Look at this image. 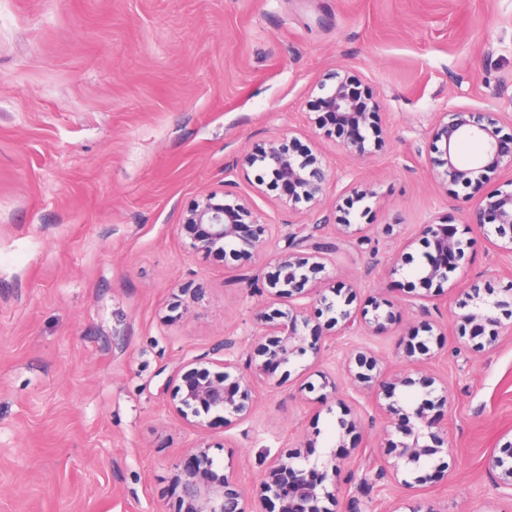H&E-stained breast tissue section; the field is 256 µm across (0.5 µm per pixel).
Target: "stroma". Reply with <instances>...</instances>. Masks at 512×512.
I'll use <instances>...</instances> for the list:
<instances>
[{"label": "stroma", "mask_w": 512, "mask_h": 512, "mask_svg": "<svg viewBox=\"0 0 512 512\" xmlns=\"http://www.w3.org/2000/svg\"><path fill=\"white\" fill-rule=\"evenodd\" d=\"M340 67L368 79L389 138L365 160L320 143L336 170L327 208L373 193L370 215L351 216L361 241L325 257V284H356L357 309L381 301L395 319L379 334L309 328L320 355L258 380L248 421L195 430L168 382L225 337L249 341L261 299L237 277L273 266L192 254L179 214L230 182L264 222H313L255 192L256 170L235 160L307 129L311 85ZM460 106L512 116V0H0V512H178L176 468L202 444L247 487L287 450L343 458L337 512H512L484 465L512 434V311L477 350L452 321L460 292L423 316L411 286L418 225L466 232L428 166L429 128ZM403 253L410 264L388 274ZM461 272L499 295L512 255L478 238ZM201 281L205 299L168 321ZM430 333L426 369L450 405L441 460L456 469L404 486L376 475L396 426L371 396L350 393L362 420L340 441L342 408L307 387L325 373L345 383L366 349L411 375L407 350Z\"/></svg>", "instance_id": "35a3bbf8"}]
</instances>
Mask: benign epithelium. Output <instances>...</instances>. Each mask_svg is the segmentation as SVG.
I'll use <instances>...</instances> for the list:
<instances>
[{
	"mask_svg": "<svg viewBox=\"0 0 512 512\" xmlns=\"http://www.w3.org/2000/svg\"><path fill=\"white\" fill-rule=\"evenodd\" d=\"M308 111L316 114L314 134L335 140L345 153L354 158L370 156L384 143L385 130L378 121L380 104L373 87L359 73L338 69L318 81L307 100ZM431 153L429 164L432 179L438 191L450 202L468 203L471 192L485 189L475 204L468 207L466 224L486 237H494L495 245L512 253V191L489 189V185L505 169L512 170V124L480 109L460 107L444 114L430 129ZM474 141L480 152L469 162L462 161L457 152L460 143ZM236 166L246 169L258 167L263 171L258 182L268 189L280 191L279 201L291 209L305 204L315 208L335 172L323 156L299 139L269 140L253 144L236 160ZM372 197L367 190H354L338 207L335 217L336 236L321 235L327 218L317 219L310 233L284 235V246L278 249L277 273L265 278L259 273L243 275L249 291L265 297V303L254 314L259 334H252L249 347H240V340L224 337L220 346L224 359L204 354L187 362L190 369L174 385L169 394L172 411L186 424L203 429L207 417L218 414L224 427L234 428L248 420L256 398L254 376L280 366H290L307 352L316 355L319 348L307 343L306 329L310 324L307 308L302 304H288L285 309L275 307L283 299H310L334 334L350 330L355 323L366 329L381 332L391 321V312L373 307L372 316L352 311L357 293L354 287L346 292L332 287H321L317 277L324 266L320 259L339 250L338 242L353 236L350 219L353 205ZM420 234L433 245L435 257L412 272L423 293L421 300H429L444 292L451 274L460 267L469 247V241L457 236L452 225L421 224ZM177 229L189 240L196 253L224 254V246L241 243L249 248L245 256L261 252L272 241L275 227L262 224L256 218L249 200L224 184L220 191L211 190L199 195L182 210ZM479 291L468 295L472 301L464 313L457 315L462 331L473 339L495 332L491 327L499 323L497 310L512 307V299L475 302ZM356 368H348L351 385L375 394H383L389 403L379 405L393 415L400 411L393 400L399 381L390 380L378 368V359L362 353L355 357ZM448 405V394L424 400L403 413L404 424L397 428L401 438L390 442L393 462L389 464L392 476L414 477L425 469L432 456L444 452L448 437L441 423ZM505 455H491L487 468L500 488L512 497V439L505 442ZM301 454L286 453L274 458L268 472L255 491L248 494L242 488L233 467L214 479L208 469L184 467L177 476L181 487L180 502L183 512H335L321 502L336 504V495L323 486L327 477L337 478L340 459L331 456L323 463V471L300 467Z\"/></svg>",
	"mask_w": 512,
	"mask_h": 512,
	"instance_id": "benign-epithelium-1",
	"label": "benign epithelium"
}]
</instances>
